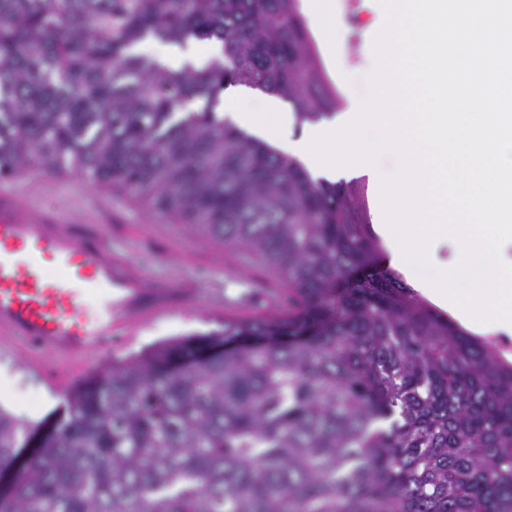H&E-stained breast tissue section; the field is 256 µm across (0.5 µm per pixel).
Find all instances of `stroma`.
Segmentation results:
<instances>
[{
  "mask_svg": "<svg viewBox=\"0 0 512 512\" xmlns=\"http://www.w3.org/2000/svg\"><path fill=\"white\" fill-rule=\"evenodd\" d=\"M336 13V52L322 57L326 74L339 94L337 116L357 112L362 99L370 91L369 77L375 68V56L366 34L375 22L372 0H330ZM94 186L82 175L71 173L53 184L38 188L32 194L27 215L59 212L74 224L83 218L76 211L77 199L92 192ZM114 199L100 214V229L115 239L146 231L152 224H166L165 234L153 236L138 245L133 260L137 268L149 275L166 274L179 268L202 284L221 282L229 298L246 291L265 288L273 271L262 258L224 244L223 240L202 233L190 225L166 219L145 202L128 192L113 189ZM220 319L211 314L207 296H200L195 306L161 315L143 325L130 343L116 348L111 355L92 363L80 379L88 381L113 361L122 359L148 346L194 334H205L219 328ZM22 354L0 359V377L10 381L9 399L0 398V408L33 423L45 422L60 414L68 404L69 394L52 395L45 380L27 371Z\"/></svg>",
  "mask_w": 512,
  "mask_h": 512,
  "instance_id": "1",
  "label": "stroma"
}]
</instances>
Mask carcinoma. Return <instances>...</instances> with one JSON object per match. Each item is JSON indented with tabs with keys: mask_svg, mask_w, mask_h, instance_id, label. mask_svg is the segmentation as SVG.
Masks as SVG:
<instances>
[{
	"mask_svg": "<svg viewBox=\"0 0 512 512\" xmlns=\"http://www.w3.org/2000/svg\"><path fill=\"white\" fill-rule=\"evenodd\" d=\"M147 39L222 52L171 69ZM228 86L338 106L299 0H0V177L119 187L288 289L113 362L20 468L38 428L0 409V512H512V364L375 265L356 181L224 122Z\"/></svg>",
	"mask_w": 512,
	"mask_h": 512,
	"instance_id": "cac0c4a2",
	"label": "carcinoma"
}]
</instances>
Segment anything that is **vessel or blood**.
I'll return each instance as SVG.
<instances>
[{"mask_svg": "<svg viewBox=\"0 0 512 512\" xmlns=\"http://www.w3.org/2000/svg\"><path fill=\"white\" fill-rule=\"evenodd\" d=\"M49 180L32 167L0 182V354L25 344L28 368L58 392L141 325L192 307L199 289L138 273L127 249L104 234H82L52 213L24 216L29 190Z\"/></svg>", "mask_w": 512, "mask_h": 512, "instance_id": "vessel-or-blood-1", "label": "vessel or blood"}]
</instances>
